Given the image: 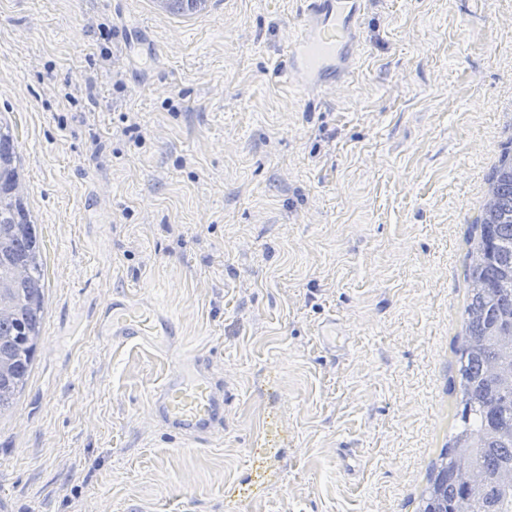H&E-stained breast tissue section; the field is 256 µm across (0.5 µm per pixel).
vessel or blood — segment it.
Instances as JSON below:
<instances>
[{
	"instance_id": "vessel-or-blood-1",
	"label": "vessel or blood",
	"mask_w": 512,
	"mask_h": 512,
	"mask_svg": "<svg viewBox=\"0 0 512 512\" xmlns=\"http://www.w3.org/2000/svg\"><path fill=\"white\" fill-rule=\"evenodd\" d=\"M296 34L284 47L283 72L289 87L315 98L351 80L367 0H303ZM97 334L114 347L144 342L174 344L178 323L162 312L144 315L138 299L126 296L106 304ZM152 414L184 440L207 439L224 426V388L199 357L179 361L154 390Z\"/></svg>"
}]
</instances>
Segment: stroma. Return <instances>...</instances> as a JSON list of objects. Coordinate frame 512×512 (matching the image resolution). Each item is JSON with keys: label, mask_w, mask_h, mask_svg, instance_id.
<instances>
[{"label": "stroma", "mask_w": 512, "mask_h": 512, "mask_svg": "<svg viewBox=\"0 0 512 512\" xmlns=\"http://www.w3.org/2000/svg\"><path fill=\"white\" fill-rule=\"evenodd\" d=\"M302 8L0 0L47 284L0 512H417L459 426L471 225L512 152V0H369L354 76L311 103L280 75ZM124 295L176 348L97 336ZM188 353L224 380L204 446L148 410Z\"/></svg>", "instance_id": "obj_1"}]
</instances>
